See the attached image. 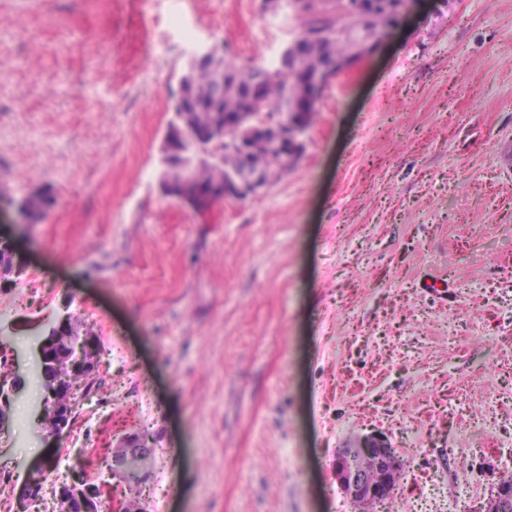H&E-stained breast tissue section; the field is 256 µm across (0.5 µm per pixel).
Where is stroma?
Instances as JSON below:
<instances>
[{"label": "stroma", "instance_id": "stroma-1", "mask_svg": "<svg viewBox=\"0 0 512 512\" xmlns=\"http://www.w3.org/2000/svg\"><path fill=\"white\" fill-rule=\"evenodd\" d=\"M0 0V512H59L72 468L158 439L148 512H356L338 448L376 430L415 477L389 512H478L512 478V0H412L324 89L287 176L197 212L163 195L170 91L199 40L277 56L263 0ZM50 204L22 219L18 199ZM70 304L100 337L66 455L35 346ZM0 255L2 256L0 284L9 285L13 282V278H17L23 273V268L14 262L13 245L10 241L0 239Z\"/></svg>", "mask_w": 512, "mask_h": 512}]
</instances>
